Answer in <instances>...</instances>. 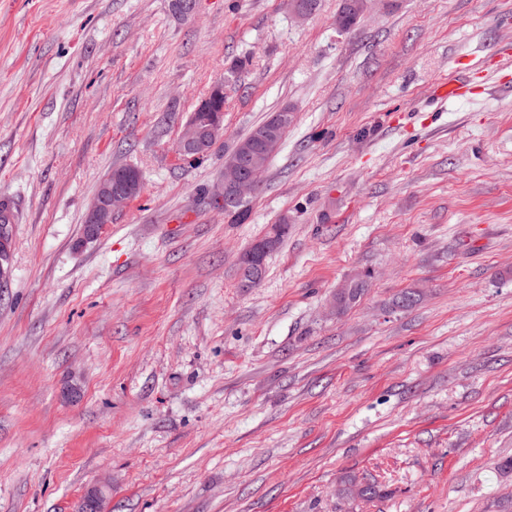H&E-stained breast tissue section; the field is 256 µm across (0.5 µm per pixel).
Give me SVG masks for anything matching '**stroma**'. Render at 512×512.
<instances>
[{
  "instance_id": "1",
  "label": "stroma",
  "mask_w": 512,
  "mask_h": 512,
  "mask_svg": "<svg viewBox=\"0 0 512 512\" xmlns=\"http://www.w3.org/2000/svg\"><path fill=\"white\" fill-rule=\"evenodd\" d=\"M340 7L0 0V512H512V0ZM218 81L224 136L183 159ZM283 108L229 223L205 191ZM120 166L141 192L85 239ZM341 11L336 17V24L341 29L353 26L366 7V0H344ZM366 290V282L363 278L353 277L348 279L342 290L338 291L334 297L336 314L341 315L347 312L361 300Z\"/></svg>"
}]
</instances>
